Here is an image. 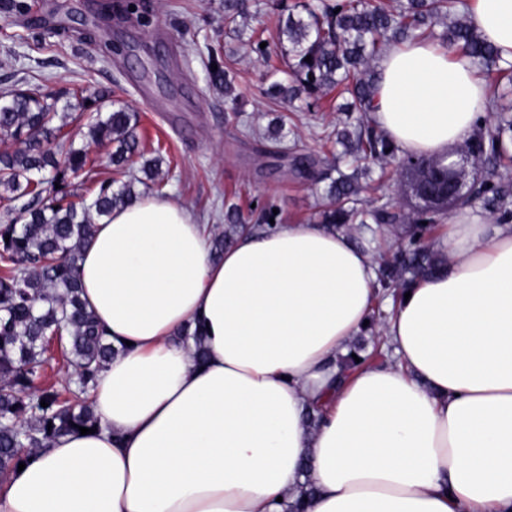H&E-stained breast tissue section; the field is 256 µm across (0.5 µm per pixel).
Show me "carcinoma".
I'll return each instance as SVG.
<instances>
[{"mask_svg":"<svg viewBox=\"0 0 512 512\" xmlns=\"http://www.w3.org/2000/svg\"><path fill=\"white\" fill-rule=\"evenodd\" d=\"M253 0H224V20L236 24V36L244 28L237 21L250 15ZM448 20L439 35L440 45L459 48L487 71L499 60L470 24L463 0H301L279 16L278 40L287 42L283 54L285 78L273 82L267 94L293 101L303 96L319 98L336 89L349 95L355 112L374 110L372 61L390 44L434 35L433 27ZM311 62H306V57ZM209 63L213 87L232 96L234 88L224 62ZM58 98L43 88L0 91V141L13 149L0 154V476L24 460V453L43 448L78 427L99 428L100 422L86 401L73 399L66 387L43 383L45 338L57 333L67 339L66 362L78 375L79 393L89 391L97 373L112 359L115 348L82 299L77 277V253L89 236L94 220L132 203L160 175L152 162L142 166L145 178L129 164L140 155L136 134L138 118L124 108L86 118L88 138L114 146L110 162L127 180L118 186L102 181L92 190L90 204L65 201L67 179L87 165L82 147H69L61 155L58 143L64 129L76 117L57 111ZM512 133V120L478 127L468 152L487 169L489 177L476 187V203L489 207L503 223L512 221V182L494 181L490 175L512 166L503 153V138ZM349 153L362 164L391 162L403 168L410 185L418 184L433 168L430 155L401 154L375 127L366 125L349 140ZM362 186L352 178L332 181L329 202L320 212L321 224L408 225L409 242L392 257L381 261L379 287L394 294L412 279L425 277L446 264L440 252L424 249L421 236L443 220L444 208H420L409 214L384 202L372 209L360 206ZM19 212L25 223L12 215ZM227 228L212 238L217 253L231 244L246 225L236 214L225 213ZM381 354L374 345L370 354L356 344L338 361L339 373H351ZM360 357L355 362L354 356ZM48 406H41V402Z\"/></svg>","mask_w":512,"mask_h":512,"instance_id":"obj_1","label":"carcinoma"}]
</instances>
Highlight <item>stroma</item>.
I'll list each match as a JSON object with an SVG mask.
<instances>
[{"label":"stroma","mask_w":512,"mask_h":512,"mask_svg":"<svg viewBox=\"0 0 512 512\" xmlns=\"http://www.w3.org/2000/svg\"><path fill=\"white\" fill-rule=\"evenodd\" d=\"M23 2L24 12L0 10V89L46 87L73 113L136 112L145 158L161 161L159 196L186 204L201 223L223 225L231 207L247 224H260L266 208L281 224L318 219L337 177L328 134L357 118L338 112L330 95L297 112L265 97L282 54L272 46L259 57L250 41L276 32L269 0H256L242 40L224 25V0H133L137 17L121 25L106 0ZM213 53L233 71L241 106L210 85ZM300 154L315 160L314 176L292 171L289 159Z\"/></svg>","instance_id":"stroma-1"}]
</instances>
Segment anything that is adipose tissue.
<instances>
[{"mask_svg":"<svg viewBox=\"0 0 512 512\" xmlns=\"http://www.w3.org/2000/svg\"><path fill=\"white\" fill-rule=\"evenodd\" d=\"M467 4L512 62V0ZM490 98L472 58L415 40L381 55L370 118L439 156ZM211 238L150 194L95 225L76 265L117 349L88 392L100 428L32 450L0 512H512V224L441 225L447 264L406 300L379 299L373 247L327 224L250 229L219 257ZM380 302L398 362L340 377Z\"/></svg>","mask_w":512,"mask_h":512,"instance_id":"ef3b65f1","label":"adipose tissue"}]
</instances>
